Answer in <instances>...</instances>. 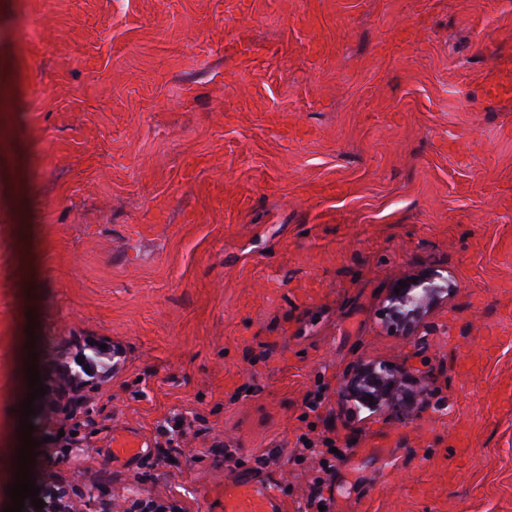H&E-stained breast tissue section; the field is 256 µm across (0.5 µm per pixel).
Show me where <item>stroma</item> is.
<instances>
[{
	"label": "stroma",
	"instance_id": "1",
	"mask_svg": "<svg viewBox=\"0 0 512 512\" xmlns=\"http://www.w3.org/2000/svg\"><path fill=\"white\" fill-rule=\"evenodd\" d=\"M507 63L512 0H0V504L31 326L81 401L32 419L72 512H224L237 472L294 512H512ZM424 270L452 293L390 332ZM369 362L421 407L344 401Z\"/></svg>",
	"mask_w": 512,
	"mask_h": 512
}]
</instances>
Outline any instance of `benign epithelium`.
Listing matches in <instances>:
<instances>
[{
    "instance_id": "1",
    "label": "benign epithelium",
    "mask_w": 512,
    "mask_h": 512,
    "mask_svg": "<svg viewBox=\"0 0 512 512\" xmlns=\"http://www.w3.org/2000/svg\"><path fill=\"white\" fill-rule=\"evenodd\" d=\"M406 284L398 293L389 290L385 316L388 328L403 336L415 334L424 309L452 291L448 281L439 282L430 274L417 275L415 283L408 278ZM399 384V376L390 367L359 364L352 370L343 397L370 410H384L392 417L401 418L416 406L417 400L411 394L399 396Z\"/></svg>"
}]
</instances>
